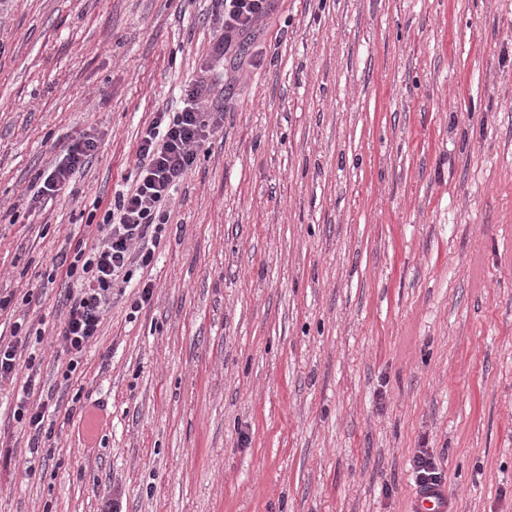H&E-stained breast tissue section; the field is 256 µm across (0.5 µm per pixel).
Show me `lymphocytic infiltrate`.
Here are the masks:
<instances>
[{"instance_id": "f902f5d3", "label": "lymphocytic infiltrate", "mask_w": 512, "mask_h": 512, "mask_svg": "<svg viewBox=\"0 0 512 512\" xmlns=\"http://www.w3.org/2000/svg\"><path fill=\"white\" fill-rule=\"evenodd\" d=\"M275 0H223L224 30L216 41L211 64L201 70L185 92L181 111L157 113L137 147L134 184L116 192L96 223L98 236L88 246L60 253L55 267L67 285L66 311L59 331L68 371H75L96 341L109 309L114 286L135 283L140 302L154 293L152 282L134 278L135 268H147L154 257L153 243L166 232L167 213L161 205L172 188L197 164L198 152L221 112L205 111L224 79V53L233 40L255 30ZM97 151V139L86 135L73 144L43 179L42 193L56 192Z\"/></svg>"}]
</instances>
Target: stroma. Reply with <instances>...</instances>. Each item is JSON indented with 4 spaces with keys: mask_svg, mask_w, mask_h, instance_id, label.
<instances>
[{
    "mask_svg": "<svg viewBox=\"0 0 512 512\" xmlns=\"http://www.w3.org/2000/svg\"><path fill=\"white\" fill-rule=\"evenodd\" d=\"M223 26L219 0H0V340L26 323L34 360L0 383V512H413L420 447L453 512H512V0H278L226 55L152 299L114 293L63 380L54 259ZM96 151L97 139L90 134L73 144L64 157L47 171L39 192L49 194L58 191L71 175L89 163ZM16 400L17 404L13 416L18 424L29 430L31 448L37 451L44 431V420L48 405L44 402L37 406L30 405L28 392L24 388L21 393H18Z\"/></svg>",
    "mask_w": 512,
    "mask_h": 512,
    "instance_id": "stroma-1",
    "label": "stroma"
}]
</instances>
